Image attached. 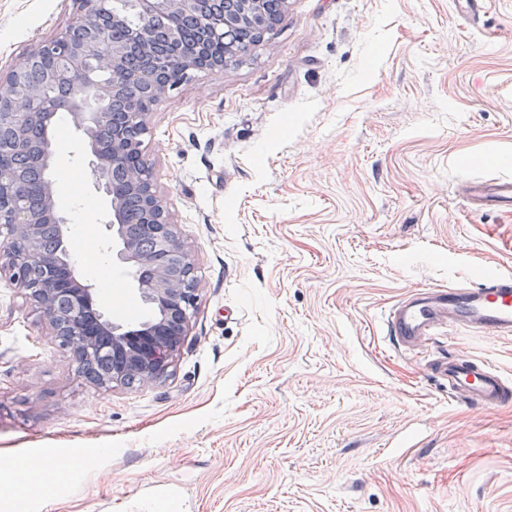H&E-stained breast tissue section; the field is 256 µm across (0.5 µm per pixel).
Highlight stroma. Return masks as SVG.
<instances>
[{
	"label": "stroma",
	"instance_id": "stroma-1",
	"mask_svg": "<svg viewBox=\"0 0 512 512\" xmlns=\"http://www.w3.org/2000/svg\"><path fill=\"white\" fill-rule=\"evenodd\" d=\"M288 0L269 39L192 74L148 116L144 151L200 277L167 376L78 377L0 278V465L73 459L26 512H512V407L448 397L426 359L512 378V338L451 330L396 354L386 309L414 288L512 275V211L466 184L512 179V0ZM77 0H0V72L70 24ZM61 210L98 222L80 267L103 306L151 315L102 220L82 130L50 136Z\"/></svg>",
	"mask_w": 512,
	"mask_h": 512
}]
</instances>
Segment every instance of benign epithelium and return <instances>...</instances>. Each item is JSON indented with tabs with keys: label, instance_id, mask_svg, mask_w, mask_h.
Instances as JSON below:
<instances>
[{
	"label": "benign epithelium",
	"instance_id": "7a95c632",
	"mask_svg": "<svg viewBox=\"0 0 512 512\" xmlns=\"http://www.w3.org/2000/svg\"><path fill=\"white\" fill-rule=\"evenodd\" d=\"M212 0H136L141 24L125 38L115 32L125 22L112 10L111 0H80L82 14L54 38L20 58L0 76V272L24 292L25 299L49 323L59 347L66 350L81 377L87 365L105 355L111 371L94 381L100 389L153 384L165 376L180 352L199 299L200 280L189 251L179 237L153 180L151 163L142 149L148 113L139 100L152 97L157 105L195 71L217 72L240 55L235 35L243 24L270 34L277 21L267 18L261 0H244L243 9L224 15L214 26L206 6ZM168 20L164 60L156 58L152 21ZM192 17L204 35L193 48L183 45L180 25ZM212 39L225 41L228 53L210 58ZM35 74L60 89L52 97L32 84ZM125 100L139 129L138 137L110 128L113 104ZM67 111L74 124L92 137L108 129L104 143L91 147L96 184L109 198L103 220L120 245L116 256L138 284L141 300L154 317L127 328L104 310L98 288L78 277L71 261L45 248L47 236H66L68 221L57 204L48 177L52 151L40 122L49 113ZM122 173L115 182L112 174ZM127 224L140 226L141 239L153 249L129 239Z\"/></svg>",
	"mask_w": 512,
	"mask_h": 512
}]
</instances>
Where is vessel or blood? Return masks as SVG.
<instances>
[{
    "label": "vessel or blood",
    "instance_id": "b4317fda",
    "mask_svg": "<svg viewBox=\"0 0 512 512\" xmlns=\"http://www.w3.org/2000/svg\"><path fill=\"white\" fill-rule=\"evenodd\" d=\"M483 200L512 203V180L492 178L477 185ZM481 337L512 338V276L496 274L476 286L426 288L400 297L386 314L385 333L398 352H409L441 329ZM427 369L462 404L491 411L512 406V379L487 361L451 353L427 362Z\"/></svg>",
    "mask_w": 512,
    "mask_h": 512
}]
</instances>
